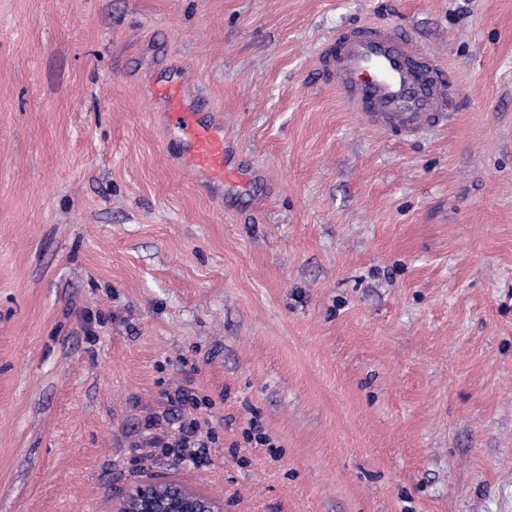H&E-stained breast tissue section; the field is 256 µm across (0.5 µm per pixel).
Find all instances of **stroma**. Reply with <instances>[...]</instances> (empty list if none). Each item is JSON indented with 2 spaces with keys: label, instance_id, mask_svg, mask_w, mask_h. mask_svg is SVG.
I'll list each match as a JSON object with an SVG mask.
<instances>
[{
  "label": "stroma",
  "instance_id": "stroma-1",
  "mask_svg": "<svg viewBox=\"0 0 512 512\" xmlns=\"http://www.w3.org/2000/svg\"><path fill=\"white\" fill-rule=\"evenodd\" d=\"M373 22L452 72L446 126L322 83ZM178 70L247 186L184 168ZM193 423L199 463L158 448ZM155 475L224 512H512V0H0V512Z\"/></svg>",
  "mask_w": 512,
  "mask_h": 512
}]
</instances>
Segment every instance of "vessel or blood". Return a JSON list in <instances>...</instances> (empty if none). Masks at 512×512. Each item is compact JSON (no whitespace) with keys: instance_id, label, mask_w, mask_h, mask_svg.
Wrapping results in <instances>:
<instances>
[{"instance_id":"1","label":"vessel or blood","mask_w":512,"mask_h":512,"mask_svg":"<svg viewBox=\"0 0 512 512\" xmlns=\"http://www.w3.org/2000/svg\"><path fill=\"white\" fill-rule=\"evenodd\" d=\"M320 65L325 81L369 125L407 138L448 119L451 78L408 32L382 24L341 29ZM156 94L165 101L166 125L174 130L193 171L225 184L244 181L228 160L222 122L202 119L178 82L157 88Z\"/></svg>"}]
</instances>
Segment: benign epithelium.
<instances>
[{
	"label": "benign epithelium",
	"instance_id": "obj_1",
	"mask_svg": "<svg viewBox=\"0 0 512 512\" xmlns=\"http://www.w3.org/2000/svg\"><path fill=\"white\" fill-rule=\"evenodd\" d=\"M114 512H224V505L177 481L146 480L126 492Z\"/></svg>",
	"mask_w": 512,
	"mask_h": 512
}]
</instances>
